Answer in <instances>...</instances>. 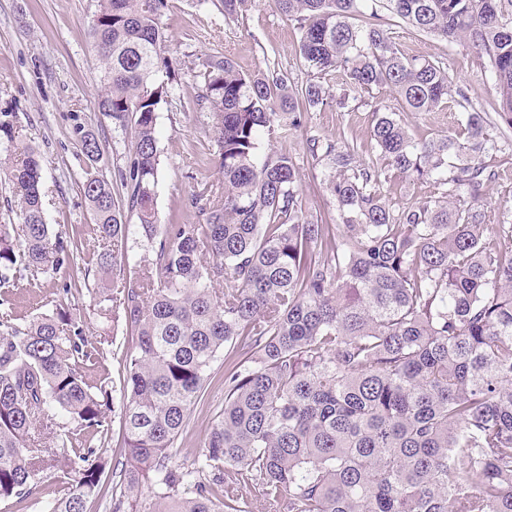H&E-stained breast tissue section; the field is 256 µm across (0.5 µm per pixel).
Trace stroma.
<instances>
[{
	"instance_id": "stroma-1",
	"label": "stroma",
	"mask_w": 512,
	"mask_h": 512,
	"mask_svg": "<svg viewBox=\"0 0 512 512\" xmlns=\"http://www.w3.org/2000/svg\"><path fill=\"white\" fill-rule=\"evenodd\" d=\"M92 11V0H0V125L12 127L38 152L46 220L70 235L88 231L93 222L82 191L87 163L78 146V131L99 134L102 155L96 167L105 179H112L124 165L128 151L127 143L115 142L109 119L96 107L98 61L88 38ZM162 21L179 81L171 108L158 118L162 166L157 209L162 223L192 224L198 220L190 204L192 194L219 179L209 118L190 107L202 86L199 58L228 55L243 73L255 71L269 58L298 83L307 81L309 71L296 55L298 32L274 0H258L256 7L235 22L225 20L211 0H169ZM393 32L409 53L447 62L449 74L483 110L498 109L493 79L477 69L465 45H448L398 22ZM401 118L420 142L454 132L463 114L447 109L427 115L405 112ZM370 128L368 107L352 112L328 109L305 113L301 127L288 139L273 141L275 150L288 153L299 164L310 211H332L336 204L319 188L317 171L306 151L307 140L346 135L357 142L358 154L366 160L375 153ZM85 267L80 257L74 266L41 286L19 289L12 296L16 324L26 325L36 314L52 310L61 298V285L83 280ZM212 372L211 385L176 443L177 460L187 465L224 407L223 361H216ZM64 479L57 467L41 473L32 497L2 499L0 512H40L39 502L53 500Z\"/></svg>"
}]
</instances>
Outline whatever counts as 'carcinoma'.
I'll list each match as a JSON object with an SVG mask.
<instances>
[{
	"label": "carcinoma",
	"mask_w": 512,
	"mask_h": 512,
	"mask_svg": "<svg viewBox=\"0 0 512 512\" xmlns=\"http://www.w3.org/2000/svg\"><path fill=\"white\" fill-rule=\"evenodd\" d=\"M168 0H94L98 111L131 139L115 181L91 163L83 196L96 245L93 311L122 325L121 468L111 512H512V224L487 201L512 152V0H275L299 32L312 78L291 82L266 59L199 61L194 108L209 114L220 178L191 196L201 221L162 224L158 113L177 74L162 23ZM235 19L255 0H211ZM452 45L467 40L494 79L497 118L475 106L441 60L397 44L387 18ZM336 75V87L324 79ZM464 110L461 131L413 140L395 110ZM371 99H365V95ZM370 107L376 154L348 138L310 139L319 188L336 215L308 210L299 166L263 139L287 138L302 113ZM0 176L16 220L0 224V288H28L74 263L76 242L46 222L39 159L11 129ZM437 193L394 204L395 181ZM145 254L130 271L128 242ZM0 499L27 498L44 467L68 481L42 512H88L104 473L90 438L108 435V383L92 384L104 340L69 305L22 327L0 312ZM224 356V409L191 464L175 442ZM55 406L64 418L48 411Z\"/></svg>",
	"instance_id": "1"
}]
</instances>
